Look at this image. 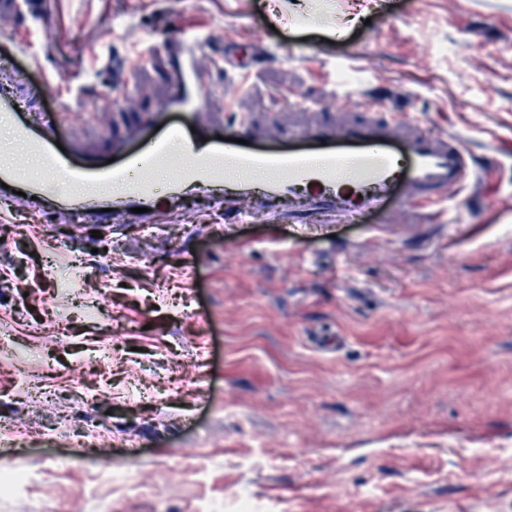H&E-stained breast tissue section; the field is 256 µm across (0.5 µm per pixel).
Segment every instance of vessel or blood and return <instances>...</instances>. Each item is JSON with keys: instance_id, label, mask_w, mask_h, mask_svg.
Masks as SVG:
<instances>
[{"instance_id": "b4317fda", "label": "vessel or blood", "mask_w": 512, "mask_h": 512, "mask_svg": "<svg viewBox=\"0 0 512 512\" xmlns=\"http://www.w3.org/2000/svg\"><path fill=\"white\" fill-rule=\"evenodd\" d=\"M168 57L174 80L168 108L193 109V128L171 126L133 150L114 151L109 166L88 168L70 160L55 144L53 113H42L38 123H31L18 110L13 90L1 85L0 123L11 125L16 134L6 145L14 159L0 164V184L42 200L50 194L49 178L60 170L77 183L113 181L121 184V191L64 195L70 213L97 218L108 208L119 218L135 208L139 223L148 224L157 195L152 173L169 165L173 145L181 141L200 144L203 160L174 173L166 186L172 199L214 193L226 215L242 221L258 212L274 213L284 195L302 192L312 212L345 221L362 209H384L391 199L405 208L440 207L474 174L468 151L448 134L403 127L395 118L310 129L296 147L217 139L207 129L202 110L210 62L186 41L172 45ZM31 153L41 159V175L25 168L23 158Z\"/></svg>"}]
</instances>
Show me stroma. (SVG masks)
I'll return each instance as SVG.
<instances>
[{
	"instance_id": "35a3bbf8",
	"label": "stroma",
	"mask_w": 512,
	"mask_h": 512,
	"mask_svg": "<svg viewBox=\"0 0 512 512\" xmlns=\"http://www.w3.org/2000/svg\"><path fill=\"white\" fill-rule=\"evenodd\" d=\"M2 35L34 51L7 73L25 111L65 104L89 166L189 124L166 48L202 39L266 49L243 87L213 70L211 131L284 145L389 107L482 179L385 233L376 211L298 229L301 202L233 224L195 193L96 238L0 197V464L28 476L0 512H512V0H38Z\"/></svg>"
}]
</instances>
